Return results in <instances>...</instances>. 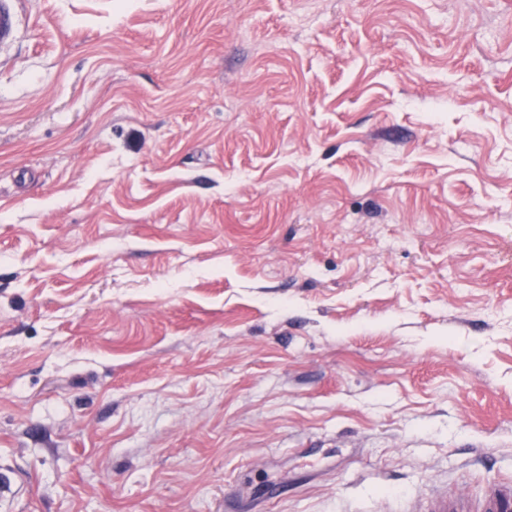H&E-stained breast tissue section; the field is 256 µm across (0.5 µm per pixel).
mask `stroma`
<instances>
[{
	"label": "stroma",
	"mask_w": 512,
	"mask_h": 512,
	"mask_svg": "<svg viewBox=\"0 0 512 512\" xmlns=\"http://www.w3.org/2000/svg\"><path fill=\"white\" fill-rule=\"evenodd\" d=\"M16 8L20 512H225L230 485L383 512L512 476V0Z\"/></svg>",
	"instance_id": "obj_1"
}]
</instances>
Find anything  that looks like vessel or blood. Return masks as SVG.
Wrapping results in <instances>:
<instances>
[{"mask_svg": "<svg viewBox=\"0 0 512 512\" xmlns=\"http://www.w3.org/2000/svg\"><path fill=\"white\" fill-rule=\"evenodd\" d=\"M17 19L11 0H0V46L13 41ZM25 490L24 479L14 471L0 470V512H14ZM397 512H512V479H493L473 501L440 494H420L400 503Z\"/></svg>", "mask_w": 512, "mask_h": 512, "instance_id": "1", "label": "vessel or blood"}]
</instances>
